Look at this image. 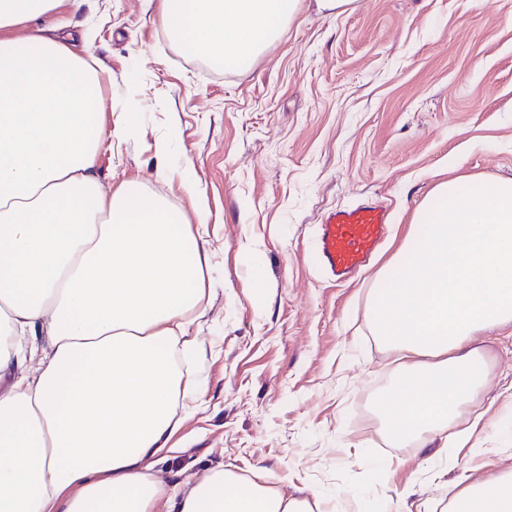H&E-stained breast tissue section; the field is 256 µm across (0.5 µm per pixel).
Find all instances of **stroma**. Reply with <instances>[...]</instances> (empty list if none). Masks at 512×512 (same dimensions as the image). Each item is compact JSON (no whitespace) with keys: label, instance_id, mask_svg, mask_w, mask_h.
Here are the masks:
<instances>
[{"label":"stroma","instance_id":"stroma-1","mask_svg":"<svg viewBox=\"0 0 512 512\" xmlns=\"http://www.w3.org/2000/svg\"><path fill=\"white\" fill-rule=\"evenodd\" d=\"M159 0L62 6L48 25L88 31L108 73L113 119L130 141L103 145L105 192L139 183L196 217L206 205L215 291L192 335L206 346L202 391L159 477L224 465L296 496L440 512L460 472L512 466V325L482 336L493 362L476 437L461 448L394 446L375 408L401 361L365 321L377 271L438 179L512 177V0H359L331 17L305 8L247 71L182 51ZM179 120L175 175L153 148ZM194 180L195 195L180 184ZM376 198L390 232L369 266L337 285L316 259L332 210Z\"/></svg>","mask_w":512,"mask_h":512}]
</instances>
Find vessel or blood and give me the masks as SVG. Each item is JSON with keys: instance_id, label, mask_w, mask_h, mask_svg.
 <instances>
[{"instance_id": "b4317fda", "label": "vessel or blood", "mask_w": 512, "mask_h": 512, "mask_svg": "<svg viewBox=\"0 0 512 512\" xmlns=\"http://www.w3.org/2000/svg\"><path fill=\"white\" fill-rule=\"evenodd\" d=\"M388 219L387 208L375 199L331 211L318 227L320 263L341 279L359 271L376 252Z\"/></svg>"}]
</instances>
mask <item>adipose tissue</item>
<instances>
[{
	"label": "adipose tissue",
	"mask_w": 512,
	"mask_h": 512,
	"mask_svg": "<svg viewBox=\"0 0 512 512\" xmlns=\"http://www.w3.org/2000/svg\"><path fill=\"white\" fill-rule=\"evenodd\" d=\"M303 0H162L188 54L251 68ZM58 0H0V512H331L218 466L156 467L196 401L190 326L213 292L206 210L196 223L136 186L104 194V73L47 34ZM379 270L371 335L402 352L379 409L399 441L466 445L462 421L492 365L477 335L512 324V177L437 182ZM447 512H512V467L459 474Z\"/></svg>",
	"instance_id": "obj_1"
}]
</instances>
